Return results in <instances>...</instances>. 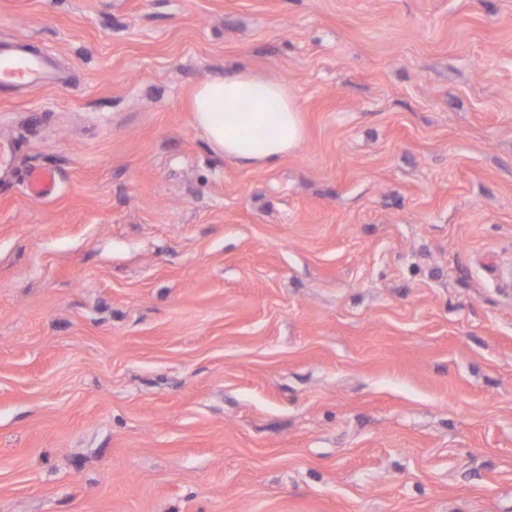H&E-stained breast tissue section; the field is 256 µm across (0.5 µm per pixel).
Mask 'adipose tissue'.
<instances>
[{
    "label": "adipose tissue",
    "mask_w": 512,
    "mask_h": 512,
    "mask_svg": "<svg viewBox=\"0 0 512 512\" xmlns=\"http://www.w3.org/2000/svg\"><path fill=\"white\" fill-rule=\"evenodd\" d=\"M191 112L212 148L243 167L272 165L304 142L301 113L287 85L246 68L202 82Z\"/></svg>",
    "instance_id": "adipose-tissue-1"
}]
</instances>
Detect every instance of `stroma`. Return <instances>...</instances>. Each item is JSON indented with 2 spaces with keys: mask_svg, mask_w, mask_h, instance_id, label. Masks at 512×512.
<instances>
[{
  "mask_svg": "<svg viewBox=\"0 0 512 512\" xmlns=\"http://www.w3.org/2000/svg\"><path fill=\"white\" fill-rule=\"evenodd\" d=\"M0 512H512V0H0ZM287 84L224 158L196 87ZM55 193L31 199L32 169ZM13 45L0 46V88L23 82L30 85L54 86L57 77L49 59L32 57L19 59ZM191 112L212 148L242 167L272 165L304 142L301 112L288 86L247 68L202 82Z\"/></svg>",
  "mask_w": 512,
  "mask_h": 512,
  "instance_id": "35a3bbf8",
  "label": "stroma"
}]
</instances>
